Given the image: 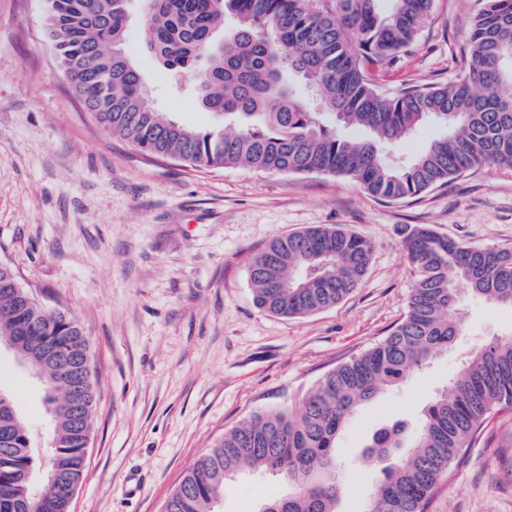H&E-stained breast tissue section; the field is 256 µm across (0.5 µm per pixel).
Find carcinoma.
Here are the masks:
<instances>
[{
    "label": "carcinoma",
    "mask_w": 512,
    "mask_h": 512,
    "mask_svg": "<svg viewBox=\"0 0 512 512\" xmlns=\"http://www.w3.org/2000/svg\"><path fill=\"white\" fill-rule=\"evenodd\" d=\"M132 0H47L49 34L74 96L95 123L156 158L191 167L323 174L354 181L383 201L416 198L486 164L512 166V0H480L464 74L386 96L382 75L411 45L432 0H144L147 51L186 74L201 106L224 118L200 130L158 112L124 48ZM438 119L446 136L415 156L391 153ZM349 126L370 137L354 140ZM416 271L404 316L364 352L324 374L296 410H271L224 433L168 497L164 512H220L226 480L259 471L288 485L258 512H337L336 439L362 406L421 371L463 336L458 290L512 307V248H478L405 224ZM373 248L339 224L274 237L252 260L255 304L284 317L336 306L361 284ZM13 270L0 263V340L26 336ZM33 335L88 360L71 314L30 308ZM56 446L45 460L0 402V512H70L85 456L75 399L51 361L33 366ZM512 411V336L476 347L414 423L379 430L363 453L380 470L363 512H426L438 484L493 411Z\"/></svg>",
    "instance_id": "carcinoma-1"
}]
</instances>
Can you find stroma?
<instances>
[{
    "label": "stroma",
    "mask_w": 512,
    "mask_h": 512,
    "mask_svg": "<svg viewBox=\"0 0 512 512\" xmlns=\"http://www.w3.org/2000/svg\"><path fill=\"white\" fill-rule=\"evenodd\" d=\"M45 0H0V261L42 305L72 313L90 344L96 407L71 512H162L193 463L252 415L294 405L325 373L381 340L415 278L398 229L428 224L483 248H512V166L485 165L419 198L385 203L356 182L242 167L191 169L101 130L72 95L43 25ZM478 0H433L383 91L445 83L465 70ZM133 14L125 49L155 107L217 126L185 83L148 54ZM343 224L373 261L360 286L307 317L258 308L252 258L273 237ZM464 336L423 372L362 407L337 440L339 512H361L378 467L372 435L415 422L484 341L512 334V308L462 294ZM9 395L37 453L51 416L38 378L0 353ZM283 484L247 473L223 512H255ZM427 512H512V413L492 414L441 480Z\"/></svg>",
    "instance_id": "stroma-1"
}]
</instances>
